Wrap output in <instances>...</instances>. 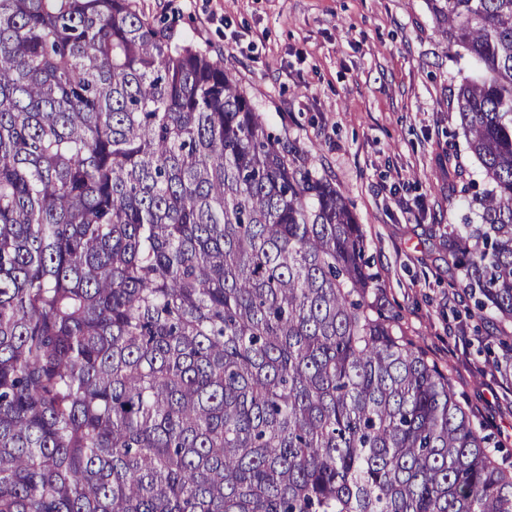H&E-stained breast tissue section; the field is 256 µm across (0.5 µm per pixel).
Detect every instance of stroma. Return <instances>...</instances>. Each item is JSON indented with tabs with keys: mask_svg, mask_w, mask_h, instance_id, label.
<instances>
[{
	"mask_svg": "<svg viewBox=\"0 0 512 512\" xmlns=\"http://www.w3.org/2000/svg\"><path fill=\"white\" fill-rule=\"evenodd\" d=\"M223 59L267 126L307 152L362 224L398 334L447 374L512 471V323L474 317L448 282V227L468 208L448 151L470 174L456 95L472 69L426 0H136ZM421 200L409 213L404 201Z\"/></svg>",
	"mask_w": 512,
	"mask_h": 512,
	"instance_id": "obj_1",
	"label": "stroma"
}]
</instances>
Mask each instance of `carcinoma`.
<instances>
[{
	"label": "carcinoma",
	"mask_w": 512,
	"mask_h": 512,
	"mask_svg": "<svg viewBox=\"0 0 512 512\" xmlns=\"http://www.w3.org/2000/svg\"><path fill=\"white\" fill-rule=\"evenodd\" d=\"M477 72L452 283L512 322V0H427ZM362 225L135 0H0V512H512L391 330Z\"/></svg>",
	"instance_id": "carcinoma-1"
}]
</instances>
